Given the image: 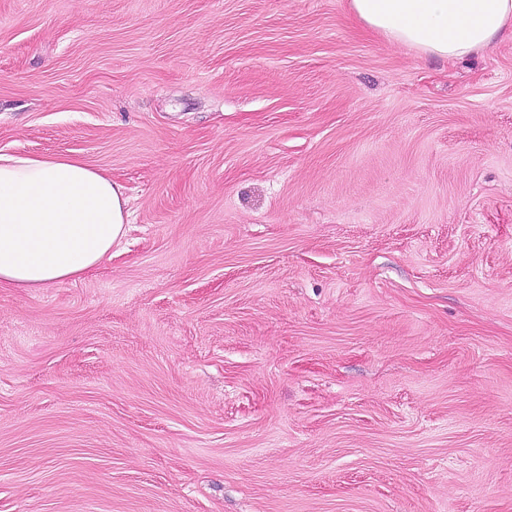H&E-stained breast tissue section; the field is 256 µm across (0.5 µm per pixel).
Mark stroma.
Instances as JSON below:
<instances>
[{"mask_svg": "<svg viewBox=\"0 0 512 512\" xmlns=\"http://www.w3.org/2000/svg\"><path fill=\"white\" fill-rule=\"evenodd\" d=\"M0 150L120 183L0 289V512H512V36L348 0H0ZM349 7L391 43L448 61L512 35V0H349Z\"/></svg>", "mask_w": 512, "mask_h": 512, "instance_id": "35a3bbf8", "label": "stroma"}]
</instances>
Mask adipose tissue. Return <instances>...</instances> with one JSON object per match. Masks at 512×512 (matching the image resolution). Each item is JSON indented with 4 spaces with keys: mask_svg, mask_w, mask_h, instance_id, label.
<instances>
[{
    "mask_svg": "<svg viewBox=\"0 0 512 512\" xmlns=\"http://www.w3.org/2000/svg\"><path fill=\"white\" fill-rule=\"evenodd\" d=\"M391 43L451 61L512 33V0H349ZM126 199L103 171L65 155L0 153V288L37 290L111 260Z\"/></svg>",
    "mask_w": 512,
    "mask_h": 512,
    "instance_id": "adipose-tissue-1",
    "label": "adipose tissue"
}]
</instances>
